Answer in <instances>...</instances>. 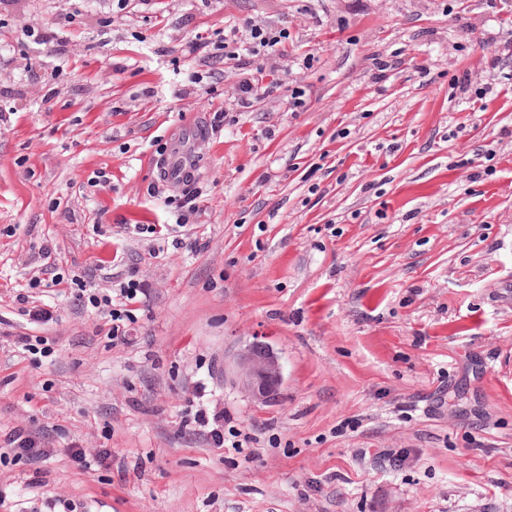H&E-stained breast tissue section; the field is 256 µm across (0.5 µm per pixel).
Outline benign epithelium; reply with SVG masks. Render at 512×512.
<instances>
[{
    "label": "benign epithelium",
    "mask_w": 512,
    "mask_h": 512,
    "mask_svg": "<svg viewBox=\"0 0 512 512\" xmlns=\"http://www.w3.org/2000/svg\"><path fill=\"white\" fill-rule=\"evenodd\" d=\"M238 375L241 387L259 403L272 402L279 395L282 367L264 344L254 342L240 355Z\"/></svg>",
    "instance_id": "1"
}]
</instances>
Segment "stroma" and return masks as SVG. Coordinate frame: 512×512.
Masks as SVG:
<instances>
[{"label": "stroma", "instance_id": "stroma-1", "mask_svg": "<svg viewBox=\"0 0 512 512\" xmlns=\"http://www.w3.org/2000/svg\"><path fill=\"white\" fill-rule=\"evenodd\" d=\"M504 14L512 0H0V438L52 449L0 464V486L37 512H512ZM247 21L290 37L252 60L282 89L242 108L215 45ZM191 127L190 176L163 180L156 141ZM53 262L68 280L111 268L86 279L99 292L135 275L130 344L43 286L57 321L30 324L16 295ZM256 340L282 364L266 405L235 382ZM201 412L223 414L225 447ZM388 448L402 461L361 457ZM4 445L1 447L9 449L14 453V457H27L31 460H37L44 455H47L49 451L48 448H44L42 446V442L39 438L31 433L27 432L25 429L15 428L9 434L5 436ZM2 448H0V463H2V455L7 454L6 452H2ZM6 455H3V459Z\"/></svg>", "mask_w": 512, "mask_h": 512}]
</instances>
